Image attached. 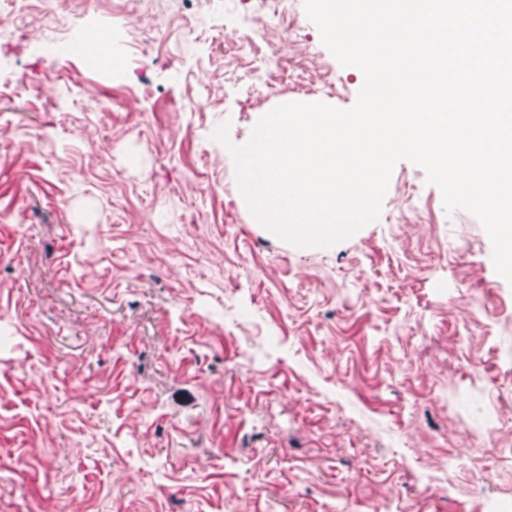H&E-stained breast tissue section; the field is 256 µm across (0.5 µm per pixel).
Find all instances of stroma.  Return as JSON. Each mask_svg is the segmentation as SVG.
I'll return each instance as SVG.
<instances>
[{
    "label": "stroma",
    "instance_id": "stroma-1",
    "mask_svg": "<svg viewBox=\"0 0 512 512\" xmlns=\"http://www.w3.org/2000/svg\"><path fill=\"white\" fill-rule=\"evenodd\" d=\"M278 10L0 8V512H512V285L479 220L402 161L376 222L298 247L212 137L354 105L361 70Z\"/></svg>",
    "mask_w": 512,
    "mask_h": 512
}]
</instances>
